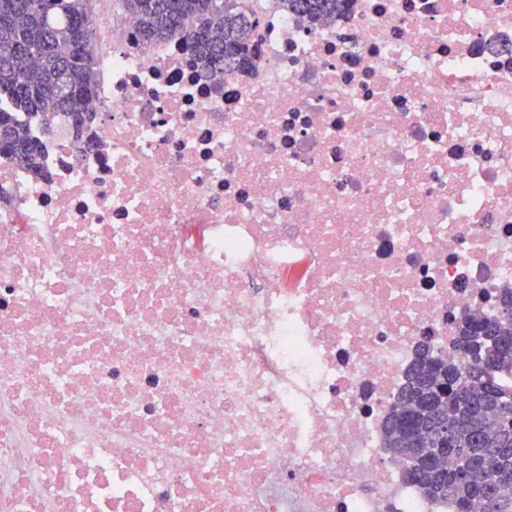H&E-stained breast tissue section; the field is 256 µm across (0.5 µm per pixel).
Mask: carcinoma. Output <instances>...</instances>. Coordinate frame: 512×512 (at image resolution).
Wrapping results in <instances>:
<instances>
[{
	"label": "carcinoma",
	"instance_id": "obj_1",
	"mask_svg": "<svg viewBox=\"0 0 512 512\" xmlns=\"http://www.w3.org/2000/svg\"><path fill=\"white\" fill-rule=\"evenodd\" d=\"M122 13L136 19V36L145 42L181 37L201 69L215 77L249 65L258 44L260 16L244 0H117ZM348 0H280L288 11L314 21H328L347 7ZM0 159L24 166L34 177L45 178L42 143L30 123L45 113L71 124L77 136L92 144L93 113L87 111L96 85L93 48L96 44L91 0H0ZM504 316L468 318L458 328L457 348L485 347L468 366L448 357L425 354L409 368L399 400L404 411L418 412L420 400L430 399L472 448L485 443H509L483 455L479 470L495 482L481 486L465 477V464L448 461L445 469L416 460L407 472L421 471L408 481L431 499L465 502L471 512H512V499L502 490L512 486V289L501 297ZM388 447L404 438V427L385 426Z\"/></svg>",
	"mask_w": 512,
	"mask_h": 512
}]
</instances>
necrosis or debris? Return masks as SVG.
<instances>
[{"label": "necrosis or debris", "instance_id": "1", "mask_svg": "<svg viewBox=\"0 0 512 512\" xmlns=\"http://www.w3.org/2000/svg\"><path fill=\"white\" fill-rule=\"evenodd\" d=\"M97 3L94 146L0 159V512H454L382 429L512 288V0L270 11L218 81Z\"/></svg>", "mask_w": 512, "mask_h": 512}]
</instances>
